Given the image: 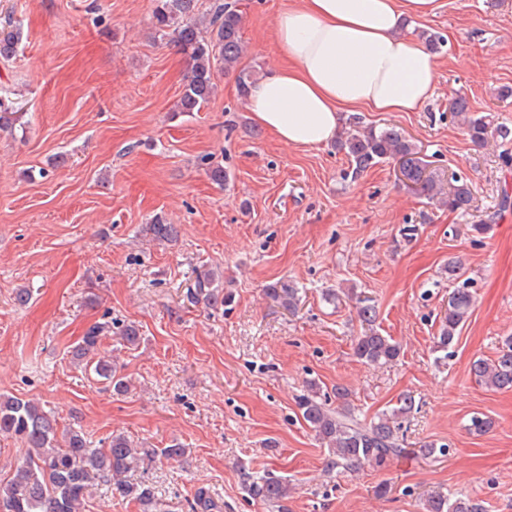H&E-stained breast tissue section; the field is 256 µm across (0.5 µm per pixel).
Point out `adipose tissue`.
Listing matches in <instances>:
<instances>
[{"instance_id": "ef3b65f1", "label": "adipose tissue", "mask_w": 512, "mask_h": 512, "mask_svg": "<svg viewBox=\"0 0 512 512\" xmlns=\"http://www.w3.org/2000/svg\"><path fill=\"white\" fill-rule=\"evenodd\" d=\"M442 0H295L271 36L283 65L248 90L255 123L297 148L336 136L343 112H415L434 88L438 62L404 21H425Z\"/></svg>"}]
</instances>
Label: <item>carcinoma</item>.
I'll list each match as a JSON object with an SVG mask.
<instances>
[{"label": "carcinoma", "instance_id": "cac0c4a2", "mask_svg": "<svg viewBox=\"0 0 512 512\" xmlns=\"http://www.w3.org/2000/svg\"><path fill=\"white\" fill-rule=\"evenodd\" d=\"M152 27L154 37L176 48L187 62L183 92L177 102L179 112H197L208 102L217 87L218 73H237L241 95L248 93L250 75L239 69L244 56L240 35L242 15L231 0H214L206 14H201L199 0H154ZM21 40L20 24L9 12L0 13V59L9 60L18 52ZM450 111L458 118L470 141L484 145L491 135L508 139L512 130L491 126L486 116L471 113L466 97L451 99ZM19 112L10 99V91L0 94V128H14ZM336 149L345 154L357 176L366 169L387 160L401 163L402 176L420 187L428 199H437L448 209L465 211L472 202V193L466 179L454 180L444 188L426 174L427 162L418 156L413 142L397 126L379 130L349 123L347 131L336 138ZM148 233L156 240L172 242L178 238L176 224H166L160 217L147 225ZM217 273L206 270L197 276L191 292L193 302H204L211 307L232 302V294L214 286ZM265 294L282 307L294 311L299 292L292 284L278 281L267 288ZM473 295L467 283L453 289L448 297L437 348L446 352L453 346L458 328L470 316ZM359 320L368 325L355 338L354 356L367 364H386L398 359L400 345L391 337L370 328L376 311L367 299L356 302ZM111 331L107 323L90 327L81 340L70 350L77 362L94 365V372L116 395L128 392L130 384L112 363V357L101 352V341ZM470 372L480 383L495 390L512 389V336L501 340L495 359H476ZM336 407L328 406L319 386L310 382L296 404L306 425L317 439L328 448L325 468L330 474L356 472L365 467L383 469L389 462L406 453L404 441L397 436L404 420L416 411L415 400L405 394L396 405L381 413L368 424H363L346 404L347 389L335 388ZM0 434L20 440L28 452L16 472L0 482V512H84L89 487L95 482H111L124 498L135 502L141 512H157L153 488L144 481L132 483L122 479L135 464L153 462L162 458L173 460L185 449L177 444L167 448H142L128 437L115 434L106 448H91L84 434L70 429L58 431L55 416L38 403L16 397L0 395ZM244 490L249 497L270 507L284 508L290 486L288 480L274 476L254 477L245 474ZM425 512H482L479 503L469 499L455 500L444 493L429 496Z\"/></svg>", "mask_w": 512, "mask_h": 512}]
</instances>
